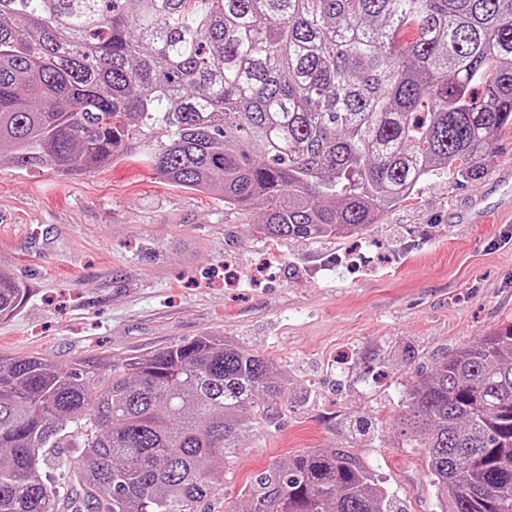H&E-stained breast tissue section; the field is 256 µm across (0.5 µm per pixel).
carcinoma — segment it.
I'll list each match as a JSON object with an SVG mask.
<instances>
[{
    "label": "carcinoma",
    "mask_w": 512,
    "mask_h": 512,
    "mask_svg": "<svg viewBox=\"0 0 512 512\" xmlns=\"http://www.w3.org/2000/svg\"><path fill=\"white\" fill-rule=\"evenodd\" d=\"M512 126V0H0V164L64 178L132 160L266 240L351 237L440 170L484 174ZM27 288L0 270V319ZM272 362L206 334L153 354L0 358V512H196ZM401 436L442 512H512V323L413 383ZM247 512H389L345 448L255 473ZM81 450L80 448H55L53 455L50 457L51 459L47 462L48 468L46 472L52 477L54 485H59L58 490L63 497L70 493L71 489V482L67 478L64 479V470L66 469L64 464Z\"/></svg>",
    "instance_id": "1"
}]
</instances>
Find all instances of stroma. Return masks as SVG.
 <instances>
[{
    "instance_id": "35a3bbf8",
    "label": "stroma",
    "mask_w": 512,
    "mask_h": 512,
    "mask_svg": "<svg viewBox=\"0 0 512 512\" xmlns=\"http://www.w3.org/2000/svg\"><path fill=\"white\" fill-rule=\"evenodd\" d=\"M484 176L428 178L360 236L264 240L258 214L123 161L73 178L0 166V269L27 288L0 320V356L156 354L204 334L269 359L288 379L198 512H244L271 463L346 448L392 512H440L398 420L434 359L512 322V126Z\"/></svg>"
}]
</instances>
